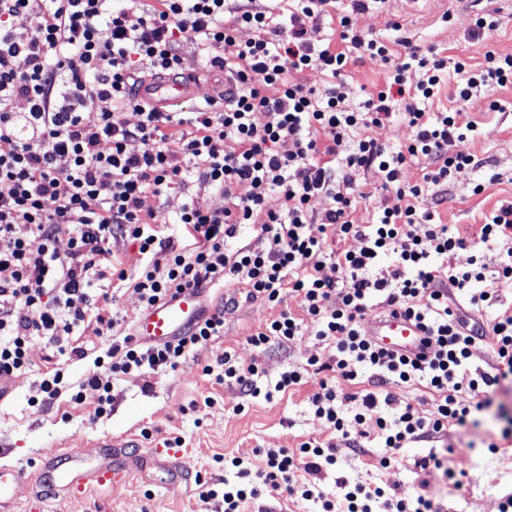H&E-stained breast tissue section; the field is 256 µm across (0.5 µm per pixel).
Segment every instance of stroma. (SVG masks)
<instances>
[{
  "label": "stroma",
  "mask_w": 512,
  "mask_h": 512,
  "mask_svg": "<svg viewBox=\"0 0 512 512\" xmlns=\"http://www.w3.org/2000/svg\"><path fill=\"white\" fill-rule=\"evenodd\" d=\"M489 12L500 25L492 37L474 35V16ZM362 31L386 44L401 38L421 48L433 47L448 58L464 59L472 67L485 64L493 51L512 54V5L507 0H375L358 21ZM459 78L449 74L434 102V110L448 108L456 113L459 126L468 128L467 147L473 165L454 171L444 186L446 201L435 207L438 223L460 235H470L494 209L512 203V88L479 92L469 100L458 97ZM384 84V73L370 61L349 62L345 91L352 104L362 103L368 93ZM501 101L504 111L491 107ZM355 189L365 200L357 205L358 221H374L384 209L394 207L393 193L382 190L375 171L356 169L351 173ZM483 184L474 193L475 184ZM199 201L214 210L223 209L220 190L208 182L191 179L161 198L147 197L145 205L159 210L173 225L184 203ZM247 281L236 279L204 290L207 312L223 310L224 333L207 348L189 356L178 371L150 376L132 372L117 381L108 414L94 412L97 393L88 389L82 404L71 402L63 391L47 410L29 406L28 399L42 373L63 369L70 386L84 378L89 361L104 354L114 334L87 316L77 331L76 343L87 352L84 360H70L33 340L29 348L31 366L12 378L0 393V464L13 463L31 472L37 469L43 448L56 447L93 458L103 438L113 447L133 441L143 452L170 449L181 439L183 461L209 486L222 489L225 477L221 456H237L256 461V449H295L308 439L334 444L335 465L323 468V486L339 491L341 482H363L410 496L429 493L439 499L446 512H498V503L512 495V438H503L512 427V380H501L488 408L475 415L466 426H449L447 432L430 441H419L400 449L397 461L379 465L381 450L377 438L366 440L363 449L348 447L340 434L329 430L310 404L328 372H309L303 385L288 392L274 393L271 399L243 400L232 385L215 384L202 369L215 363L226 351H233L245 362L259 365L263 383L272 384L288 369L305 367L307 357L327 362L333 344L315 336H303L291 345L273 343L262 351L246 342L259 323L273 314L259 299L248 298ZM447 452L448 468L463 476L461 484L446 478L444 471L421 469L420 459L432 452ZM447 468V469H448ZM197 485L170 484L164 488L146 483L140 477L105 490L92 489L64 500H49L46 512H224V500L217 497L203 502Z\"/></svg>",
  "instance_id": "stroma-1"
}]
</instances>
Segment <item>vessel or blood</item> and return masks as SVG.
<instances>
[{"mask_svg":"<svg viewBox=\"0 0 512 512\" xmlns=\"http://www.w3.org/2000/svg\"><path fill=\"white\" fill-rule=\"evenodd\" d=\"M200 95L199 80L189 76L180 80L152 77L142 80L138 87L139 98L160 112ZM201 317V294L188 289L144 312L135 326V334L147 343L168 342L186 333ZM365 330L377 342L392 349L413 353L419 347L420 328L401 315L369 316ZM150 463L161 472L156 486L164 487L172 482L187 485L192 480L191 470L179 455L171 454L163 460L155 455L145 457L126 448L113 447L106 439L101 441L98 455L92 460L52 447L44 449L34 477L32 497L40 502L48 497H74L93 487L112 488L124 483L130 474L143 473ZM23 476V469L17 465H0V512H9L15 487Z\"/></svg>","mask_w":512,"mask_h":512,"instance_id":"1","label":"vessel or blood"}]
</instances>
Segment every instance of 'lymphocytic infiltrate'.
I'll return each instance as SVG.
<instances>
[{
	"instance_id": "lymphocytic-infiltrate-1",
	"label": "lymphocytic infiltrate",
	"mask_w": 512,
	"mask_h": 512,
	"mask_svg": "<svg viewBox=\"0 0 512 512\" xmlns=\"http://www.w3.org/2000/svg\"><path fill=\"white\" fill-rule=\"evenodd\" d=\"M372 0H350L339 14L343 50L321 44L319 21L331 0H288L276 13L241 0H131L112 11L107 0H0V381L29 367V348L43 339L58 352L85 358L72 335L88 314L106 328L122 316L108 293H94L95 282L133 278L144 307L175 297L186 288L244 279L249 295L274 315L249 336L257 349L293 343L313 331L333 342L327 365L332 381L321 384L310 403L328 429L349 442L364 437L371 422L384 450L381 466H391L408 444L439 437L449 425H466L487 408L490 392L512 374V314L499 313L490 328L496 338L494 372L469 373L471 349L481 332L466 327L448 303L449 289L464 293L476 307L495 305L497 290L512 286V204L500 206L479 225L473 238L449 232L421 205L435 186L455 170L472 164L467 135L454 113L429 112L448 71L461 83L460 100L496 87L512 86V54L488 52L482 68L466 61L448 62L434 50L403 41L396 52L363 34L357 18ZM242 28L253 38L238 37ZM192 42L210 67L224 70L233 83L224 96L193 106L190 130L179 129L173 113L158 112L139 99L140 75L183 73L181 46ZM370 60L386 71L384 88L369 93L361 107L350 106L343 91L350 58ZM24 69H17V60ZM321 70L328 84L315 89L300 76ZM27 103L23 112L11 108ZM99 100L107 108L87 123L83 108ZM414 130L412 139L389 152L378 139L356 138L361 128L389 125L397 107ZM134 111L136 124L123 114ZM266 115L256 124L255 113ZM140 150H130V142ZM432 171L413 177L421 157ZM374 169L382 189H393L399 203L375 222L358 223L357 198L350 190L353 169ZM221 190L223 210L192 202L178 222L191 238L178 247L159 211L145 208L147 196L162 197L182 183L186 173ZM246 184V197L233 190ZM280 191V210H265L271 191ZM329 205L315 215L318 199ZM267 219L254 225L253 216ZM254 226L256 244L236 245L242 228ZM69 251L59 255L60 234ZM354 237V251H330L328 234ZM136 243L144 257L134 274L112 259L115 237ZM499 249L495 269L480 256L467 267L451 258L465 246ZM332 264L335 276L321 273ZM31 310L27 320L14 317L17 305ZM402 311L425 333L416 356L384 347L362 327L375 309ZM224 333V312L216 310L187 336L161 347H147L133 334L113 342L93 366L71 400H84V388L97 391L96 414H105L121 375L176 370L192 353ZM203 373L218 384L236 386L259 397L261 371L225 352ZM368 377L372 389L354 395L339 391L337 381ZM424 384L436 396L429 416L393 394L378 393L388 382ZM476 395L462 404L461 391ZM350 399L356 407L344 413ZM262 467L230 461L234 470L223 491L204 488L201 501L220 496L224 512H240L246 500L262 492L300 496L312 512H443L428 495L407 498L361 483L335 495L312 474L335 465L332 443L309 440L297 450L263 448ZM309 480H301V473Z\"/></svg>"
}]
</instances>
